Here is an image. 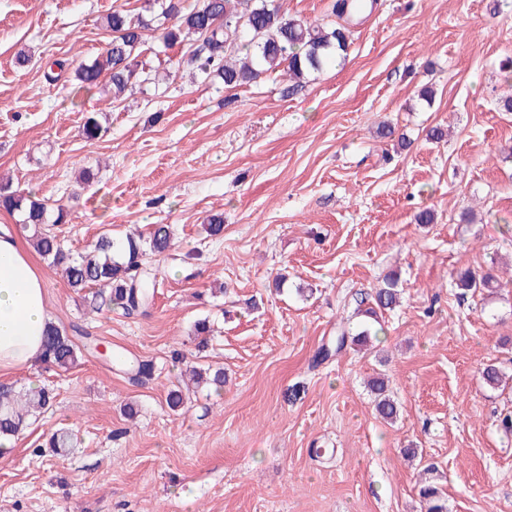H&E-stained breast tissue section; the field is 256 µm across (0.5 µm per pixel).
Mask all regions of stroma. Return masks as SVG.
<instances>
[{
  "label": "stroma",
  "instance_id": "stroma-1",
  "mask_svg": "<svg viewBox=\"0 0 512 512\" xmlns=\"http://www.w3.org/2000/svg\"><path fill=\"white\" fill-rule=\"evenodd\" d=\"M143 4L0 0V178L67 211L71 250L168 224L199 255L190 279L151 258L160 286L137 318L86 315L38 260L55 324L152 361L155 378L132 384L87 346L70 370L6 375L55 401L0 457V512H420L429 464L448 512H512V391L481 379L487 364L512 375V112L498 105L512 94V0H378L345 63L294 92L271 77L194 81L186 45L170 51L180 78L149 101L77 99L46 79L48 59L93 60L112 38L104 17ZM90 116L105 129L92 143ZM435 126L442 141L426 138ZM426 208L434 223H418ZM215 214L218 241L203 229ZM465 268L493 271L498 288L462 292ZM388 276L401 298L383 333L315 362ZM175 349L223 368V392L170 410ZM377 376L395 423L374 410ZM61 427L78 442L56 454L44 442ZM409 446L421 462L403 459Z\"/></svg>",
  "mask_w": 512,
  "mask_h": 512
}]
</instances>
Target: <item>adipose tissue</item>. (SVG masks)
<instances>
[{
    "instance_id": "adipose-tissue-1",
    "label": "adipose tissue",
    "mask_w": 512,
    "mask_h": 512,
    "mask_svg": "<svg viewBox=\"0 0 512 512\" xmlns=\"http://www.w3.org/2000/svg\"><path fill=\"white\" fill-rule=\"evenodd\" d=\"M51 321L31 250L0 237V374L37 362Z\"/></svg>"
}]
</instances>
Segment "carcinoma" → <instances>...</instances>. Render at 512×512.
<instances>
[{
  "instance_id": "1",
  "label": "carcinoma",
  "mask_w": 512,
  "mask_h": 512,
  "mask_svg": "<svg viewBox=\"0 0 512 512\" xmlns=\"http://www.w3.org/2000/svg\"><path fill=\"white\" fill-rule=\"evenodd\" d=\"M159 6L160 16L169 25L162 33L163 47L176 44L193 47L187 63L204 81L221 82L228 89L255 82L264 76L281 73L300 84L327 65L346 59L352 35V19L365 12L362 0H335L332 15L336 20L319 23L289 16L279 0H197L186 8L181 0H151ZM112 39L103 53L74 70L75 95L93 92L118 97L129 91H148L161 80L176 78L181 62H169L167 73L161 76L152 66L139 60L143 55L142 31L149 26L140 13L130 9L114 10L105 18ZM0 209L18 213L21 222L32 230L30 242L35 251L59 267L68 286L84 293L90 312H110L117 308L126 316H146L152 306L155 276L147 266L151 256H169L184 267L192 266L193 252L177 253V243L171 226L154 224L148 235L132 233L122 240L109 232L99 234L83 251L72 254L52 227L66 223L64 209H57L54 220L48 218V207L41 200L0 182ZM493 276L466 269L456 274L455 286L474 294L491 287ZM374 305L361 308L359 301L357 329H344L330 343L322 345L315 356L324 361L341 353L350 343L364 342L372 336L373 324L380 323L383 312L399 303L396 283L389 280L376 289ZM91 339L79 326L72 332L56 325L47 332L39 366L44 369L67 371L78 362L79 346L75 337ZM135 384H145L154 378L151 362L131 359L122 354L112 355ZM192 381L204 382L219 391L224 387V370L197 368ZM374 394L376 412L385 420L396 419L398 407L388 394L385 379L369 382ZM54 395L38 385L26 393L27 408L45 410L53 405ZM25 427V415L18 408L12 386L0 384V436L17 437ZM72 433L66 428L53 431L46 447L53 452L72 447ZM419 498L422 512H447V500L434 482L420 481Z\"/></svg>"
}]
</instances>
